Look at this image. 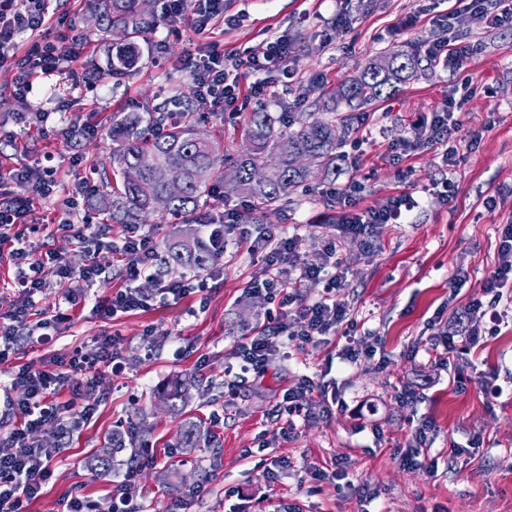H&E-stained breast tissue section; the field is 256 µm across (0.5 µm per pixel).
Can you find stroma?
Returning <instances> with one entry per match:
<instances>
[{
    "mask_svg": "<svg viewBox=\"0 0 512 512\" xmlns=\"http://www.w3.org/2000/svg\"><path fill=\"white\" fill-rule=\"evenodd\" d=\"M149 40L126 73L111 76L108 51L120 41V29L97 21L87 0H65L76 33L86 37L85 69L100 74L99 84L80 86L64 116H55L58 90L38 83L26 104L9 99L14 72L0 68V130L14 129V110L49 112L46 135L0 137V163L36 165L52 153L58 185L46 206L54 208L88 169L109 167L108 135L113 112L148 116L193 94L182 70L187 51L199 38L189 23L169 30L164 0H140ZM455 0H227L234 23L215 31L225 51L261 50L264 43L288 35L300 61L296 85L307 113L323 90L357 76L372 58L409 44L444 41L447 29L431 18L455 9ZM459 36L482 49L465 70L431 65L393 97L355 110L339 104L337 116L353 115L339 126L344 159L335 175L317 176L299 186L287 204L260 214L252 234L274 230L298 237L303 257H313L325 239L337 234L339 209L323 189L334 182L361 187V204L381 207L401 194L417 205L403 223L378 229L371 243L346 236L340 258L349 272L342 300L349 320L317 346H288L264 376L229 393L227 369L234 365L238 338L260 329L276 307L264 294L248 292L263 265L261 254L237 244V230L224 231L223 258L213 266L210 288L177 301H155L154 279L136 281L152 306L109 320L92 307L73 311L71 324L46 343L19 340L10 365L49 364L67 359L75 346L93 350L96 339L119 336V366L97 374L99 404L53 460L51 475L29 512H63L68 495L111 498L124 463L141 441L154 444L157 462L142 466L124 489L130 512H261L264 497L299 503L305 512H512V319L481 347L457 345L449 361L429 357L435 317H448L477 297L497 259L499 224L512 218V26L488 27L477 12L455 10ZM345 14L338 22L337 14ZM470 85L472 96L456 114L460 131L454 167L443 162V145L422 146L390 162V142L406 134L412 120L424 118L451 94ZM198 128L223 141L226 153L245 150L241 116L232 110H197ZM78 123L97 125L94 136L75 135ZM83 164L72 167L71 158ZM408 169L400 178L399 169ZM50 249L73 269L88 261L107 277L95 291L106 298L125 287L117 254L89 255L76 241L54 237ZM374 347L372 357L351 364L341 357L347 341ZM152 357H145V347ZM309 375L336 394L332 408L321 397L309 402L310 416L297 420L289 436L272 419L282 391ZM188 390V401L174 414L158 392L173 382ZM416 390L414 401L399 397L401 387ZM375 404L368 415L366 403ZM429 421L426 445L437 458L436 473L402 464L403 449L415 447L414 430ZM199 438L186 447L185 424ZM465 452L455 453V444ZM110 453L109 466L99 465ZM286 466L267 480L265 459ZM348 463L347 480H336L337 462Z\"/></svg>",
    "mask_w": 512,
    "mask_h": 512,
    "instance_id": "1",
    "label": "stroma"
}]
</instances>
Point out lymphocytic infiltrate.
Masks as SVG:
<instances>
[{
  "label": "lymphocytic infiltrate",
  "mask_w": 512,
  "mask_h": 512,
  "mask_svg": "<svg viewBox=\"0 0 512 512\" xmlns=\"http://www.w3.org/2000/svg\"><path fill=\"white\" fill-rule=\"evenodd\" d=\"M166 17L173 25L189 21L196 33L205 38L204 44L188 52L184 62L185 70L193 78L197 101L215 112L236 103L240 96L239 80L233 77L232 69L225 68L224 53L218 43L207 39L224 19V0H167ZM85 50L84 38L76 35L74 29H62L59 20L54 19L50 0H0V67L7 65L15 70L10 94L17 101L26 100L39 79L53 78L60 84L78 81L75 64ZM242 66L279 72L283 92L293 89L296 62L287 36L267 42L260 52L246 49L235 53L233 68ZM460 107L455 98H445L439 110L412 123L409 135L391 143L390 160L395 162L410 155L422 143L455 141L459 133L455 113ZM56 174L52 165H0V249H7L17 269V295L8 310L0 313V364H7L17 336L28 327L54 329L67 321L68 315L62 310L36 318V300L40 295L75 277L90 289L102 275L95 264L72 271L51 250L36 254L32 239L47 227H54L61 236L77 240L86 249L108 245L121 255L122 275L128 286L112 297L96 299V311L115 319L150 305L149 297L134 289L132 283L155 274L158 251L153 233L133 225L122 240L111 243L107 240L106 225L91 230L87 225L74 223L79 198L89 196L93 190L85 178L80 179L75 195L64 198L53 211L39 214V206L57 185ZM328 193L343 206L339 218L343 233L365 240L380 225L398 223L403 208L410 205L409 196L403 194L380 209L361 206L359 189L353 183L331 187ZM224 221L238 229L240 242L247 244L251 252L264 255V265L251 283V290L265 292L289 313L288 321L241 336L234 350L239 370L227 384L228 390L234 392L244 387L250 375L264 374L282 355L287 342L318 344L323 336L346 321L348 308L339 292L347 283V273L339 257V238H327L321 252L308 260L298 252L297 237L271 233L251 237L243 227L242 211H225ZM498 234L495 269L484 282L479 297L455 314L447 330L430 338L428 355L439 358L450 354L459 342L472 347L483 345L512 314L501 305L505 290L512 288L511 219L499 225ZM304 282L317 285L315 296L301 294L300 285ZM116 344V337L109 335L97 340L93 352L74 348L69 361L60 369H41L31 364L8 367L6 380L1 384L8 394L6 405L11 410L23 409L25 417L0 435V440L10 446L9 452L0 454V512H28L29 503L38 496L53 459L60 453L58 446H45L34 440L33 431H51L65 439L79 421L92 417L97 404L96 374L101 365L117 359ZM63 391L68 392L69 398L62 402L58 396Z\"/></svg>",
  "instance_id": "1"
}]
</instances>
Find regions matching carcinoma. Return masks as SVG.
Masks as SVG:
<instances>
[{
	"instance_id": "1",
	"label": "carcinoma",
	"mask_w": 512,
	"mask_h": 512,
	"mask_svg": "<svg viewBox=\"0 0 512 512\" xmlns=\"http://www.w3.org/2000/svg\"><path fill=\"white\" fill-rule=\"evenodd\" d=\"M139 0H98L93 12L102 21L112 25L138 24ZM139 55V48L131 41L115 47L111 56V70L122 74L129 70ZM420 58L416 50H394L368 61L355 79L341 82L337 93L315 102V111L306 117L274 116L259 110L249 113L245 135L250 149L233 157L224 152L218 139L197 141L193 121L196 106L190 101L177 120L158 115L156 122H165L166 131L159 136H148L140 127L139 119L112 113V189L111 219L117 224H136L140 217L153 210L152 196L166 193L170 180L183 183L180 194L169 199L166 207L172 216L189 217L200 207L201 200L213 197L212 175L222 184L249 198L252 215L276 209L288 200L290 189L306 181L309 169L299 163L304 158L325 167L336 166L343 159L337 152L340 137L336 124L320 119L318 112L336 111V101L350 107L370 104L393 94L399 85L413 79L419 70ZM150 155L155 164L151 169H140L142 156ZM172 262L182 268L198 272L207 270L220 256L218 232L209 240L195 236L187 241L167 243Z\"/></svg>"
}]
</instances>
